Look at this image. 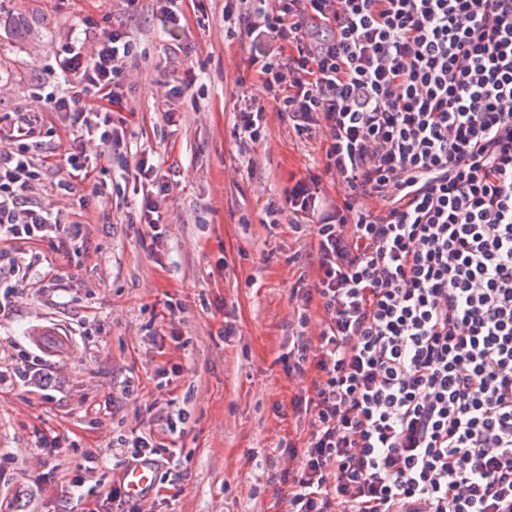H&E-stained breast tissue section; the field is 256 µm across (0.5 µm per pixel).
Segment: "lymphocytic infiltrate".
<instances>
[{"label": "lymphocytic infiltrate", "mask_w": 512, "mask_h": 512, "mask_svg": "<svg viewBox=\"0 0 512 512\" xmlns=\"http://www.w3.org/2000/svg\"><path fill=\"white\" fill-rule=\"evenodd\" d=\"M224 21L279 42L247 60L263 94L241 88L235 137L260 143L275 112L324 150L322 174L267 204L311 236L283 359L309 432L272 477L285 512H512V0H224ZM132 53L118 27L91 57L56 59L44 102L69 118L47 130L68 140L65 193L90 177L85 133L125 154L101 114ZM42 148L23 115L0 148V311L37 272L18 242L83 237L35 197ZM135 172L162 245L168 184L148 157Z\"/></svg>", "instance_id": "lymphocytic-infiltrate-1"}]
</instances>
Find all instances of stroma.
<instances>
[{"label": "stroma", "instance_id": "1", "mask_svg": "<svg viewBox=\"0 0 512 512\" xmlns=\"http://www.w3.org/2000/svg\"><path fill=\"white\" fill-rule=\"evenodd\" d=\"M4 9L2 141L21 112L41 131L67 125L41 97L59 80L56 55L77 37L89 55L120 26L133 55L110 113L127 153L97 174L103 193L89 204L82 247L27 245L57 273L24 283L0 315V512H90L127 464L113 445L143 428L175 440L182 463L180 473L160 474L144 512H281L269 484L275 448L307 434L276 408L297 391L281 356L309 237L287 215L268 223L265 205L322 172L323 156L274 113L261 144L243 151L234 137L249 48L276 50L273 34L225 33L224 0H183L176 26L154 0H8ZM147 154L168 181L157 199L160 247L135 223L134 164ZM35 328L66 345L37 348L28 339ZM177 366L180 376L162 385L159 369ZM181 412L184 429L170 434L166 418ZM89 454L96 470L82 467Z\"/></svg>", "mask_w": 512, "mask_h": 512}]
</instances>
